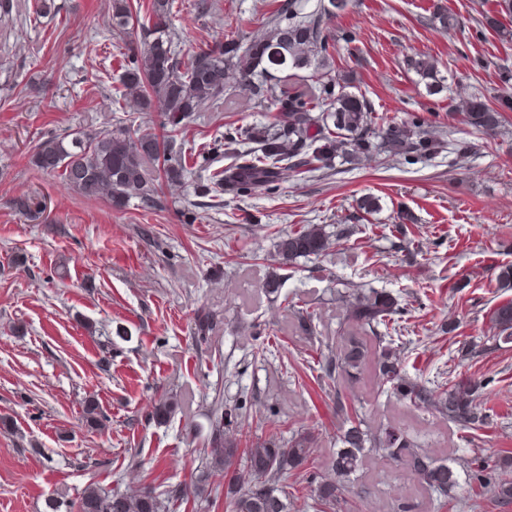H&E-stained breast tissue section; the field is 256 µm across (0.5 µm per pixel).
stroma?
I'll use <instances>...</instances> for the list:
<instances>
[{
  "label": "stroma",
  "instance_id": "1",
  "mask_svg": "<svg viewBox=\"0 0 512 512\" xmlns=\"http://www.w3.org/2000/svg\"><path fill=\"white\" fill-rule=\"evenodd\" d=\"M0 18V512H46L49 499L71 501L91 484L131 491L179 487L205 466L203 450L215 408L232 415L230 430L251 437H290L307 427L313 464L280 478L290 512H312L311 474L336 450L345 414L372 425L405 428L438 457H512V347L459 360L463 342L490 330V312L512 300L498 286V266L512 264V111L500 134L476 132L462 100L495 104L512 93L499 79L512 67V43L486 18L512 28L497 0H353L332 28L352 30L338 43L337 66L357 72L354 91L375 116L395 121L417 113L447 141H472L475 155H439L414 165L370 160L344 172L289 173L277 194L222 202L184 221L192 191L167 196L158 210L132 200L121 211L73 192L55 173L37 172L30 147L47 133L95 134L116 126L145 128L149 115L120 100L130 38L112 25L110 0H54L40 17L38 0H16ZM173 0L170 32L183 52L224 36L249 40L268 26L274 0ZM460 26L440 31L436 4ZM437 59L447 93L427 95L404 60ZM244 94L195 113L176 147L195 161L224 126L265 122ZM32 193L47 203L45 220L28 221L12 206ZM380 209L364 215V197ZM406 222L415 252L402 251L396 227ZM304 224L353 228L328 255L282 264L279 233ZM150 229L143 239L141 229ZM24 265H15V258ZM279 277V296L265 284ZM373 288L396 298L408 375L442 382L449 366L488 383L492 417L463 428L390 398L372 370L358 380L323 383L328 353L342 344L343 287ZM216 318L209 344L192 340L198 310ZM309 312L307 335L299 323ZM96 324L89 335L86 323ZM168 394L180 409L163 425L149 422L154 400ZM95 398L109 418L91 432L82 403ZM351 512H512L460 473L447 508L404 466L367 460Z\"/></svg>",
  "mask_w": 512,
  "mask_h": 512
}]
</instances>
